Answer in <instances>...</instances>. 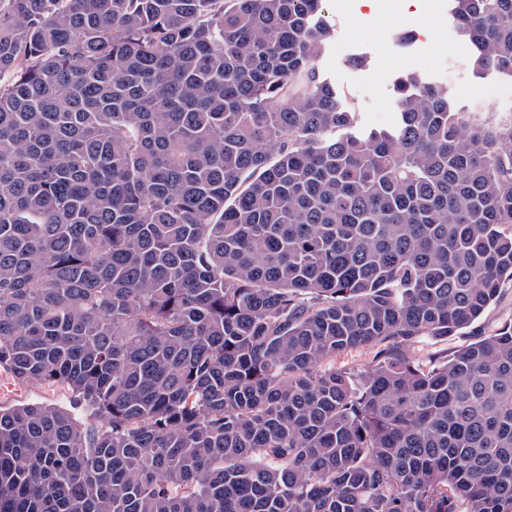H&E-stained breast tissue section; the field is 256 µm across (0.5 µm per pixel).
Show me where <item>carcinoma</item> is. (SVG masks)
Segmentation results:
<instances>
[{
    "mask_svg": "<svg viewBox=\"0 0 512 512\" xmlns=\"http://www.w3.org/2000/svg\"><path fill=\"white\" fill-rule=\"evenodd\" d=\"M322 2L0 0V370L101 421L0 407V512H512V327L405 352L512 283V112L358 128ZM373 356L374 352L371 349H354L336 358V368H351L356 372L364 371L371 364Z\"/></svg>",
    "mask_w": 512,
    "mask_h": 512,
    "instance_id": "1",
    "label": "carcinoma"
}]
</instances>
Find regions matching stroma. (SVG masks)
Instances as JSON below:
<instances>
[{
    "mask_svg": "<svg viewBox=\"0 0 512 512\" xmlns=\"http://www.w3.org/2000/svg\"><path fill=\"white\" fill-rule=\"evenodd\" d=\"M323 10L334 33L319 63L322 74L358 114L363 128H383L392 123L396 107L395 82L409 73H423L448 82L459 106L479 112H512V81L488 71L476 73L469 49L458 38L450 13L430 17V32L419 30L404 11V0H376L375 8L361 0H348L339 9L338 0H324ZM362 54L365 65L352 56ZM512 326V284L502 288L498 299L463 334L444 339L424 338L409 349L420 364L452 355L462 345ZM39 403L73 409L85 422L90 410L74 406L70 392L60 386L0 381V406Z\"/></svg>",
    "mask_w": 512,
    "mask_h": 512,
    "instance_id": "obj_1",
    "label": "stroma"
}]
</instances>
